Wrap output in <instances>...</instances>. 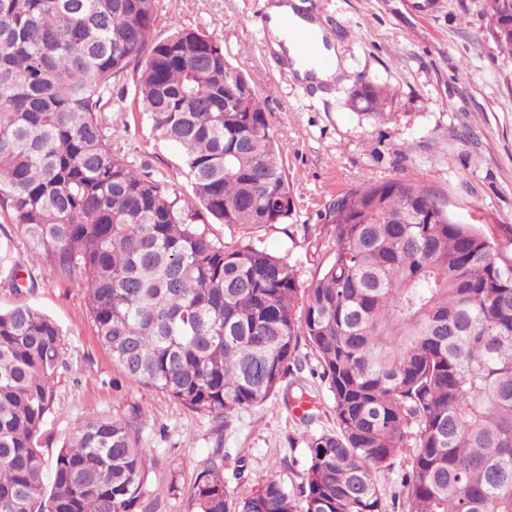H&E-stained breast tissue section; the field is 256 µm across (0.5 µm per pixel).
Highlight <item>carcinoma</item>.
<instances>
[{
  "label": "carcinoma",
  "instance_id": "obj_1",
  "mask_svg": "<svg viewBox=\"0 0 512 512\" xmlns=\"http://www.w3.org/2000/svg\"><path fill=\"white\" fill-rule=\"evenodd\" d=\"M160 0H0V214L79 270L100 345L128 378L214 415L259 406L301 370L305 343L336 431L307 444L303 482L232 502L205 461L196 512H383L374 477L412 446L403 512H512V254L419 185L365 180L324 208L329 262L308 288L253 244L199 223L286 224L293 190L268 110L223 46L194 28L153 36ZM512 54V0H486ZM136 68L134 104L182 151L192 201L112 150L99 118ZM390 91L365 85L384 118ZM0 247V287L19 289ZM63 365L58 326L0 311V512H147L153 449L139 415L78 421L43 480L42 429ZM415 444H409V439Z\"/></svg>",
  "mask_w": 512,
  "mask_h": 512
}]
</instances>
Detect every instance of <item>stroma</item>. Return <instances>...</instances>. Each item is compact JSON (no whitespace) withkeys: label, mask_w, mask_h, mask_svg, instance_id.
I'll return each instance as SVG.
<instances>
[{"label":"stroma","mask_w":512,"mask_h":512,"mask_svg":"<svg viewBox=\"0 0 512 512\" xmlns=\"http://www.w3.org/2000/svg\"><path fill=\"white\" fill-rule=\"evenodd\" d=\"M336 30L345 66L327 88L302 86L263 51L257 22L270 0H163L154 35L176 27L212 34L227 59L265 100L281 148L280 162L295 194L288 223L254 228L210 223L216 240L255 243L294 265L309 287L331 257L330 225L320 212L363 180L407 179L432 193L456 219L494 234L512 251V55L494 41L485 0H301ZM391 90L384 121L353 108L364 83ZM132 73L113 79L101 118L114 151L164 177L181 197L190 186L181 151L159 138L145 114L130 111ZM0 243L18 268L20 290L0 288V309L29 304L61 334L64 365L43 428L41 454L53 468L74 424L93 415L137 410L142 444L156 464L147 482L149 512H191L197 475L215 446L224 448V486L230 500L248 496L269 476L288 488L305 474L311 436L336 428L332 396L316 375L307 346L304 369L288 375L263 405L232 414L217 429L211 415L183 408L163 393L125 378L97 341L80 275L52 271L47 250L20 226L0 220ZM307 393L312 420H302L291 397Z\"/></svg>","instance_id":"35a3bbf8"}]
</instances>
